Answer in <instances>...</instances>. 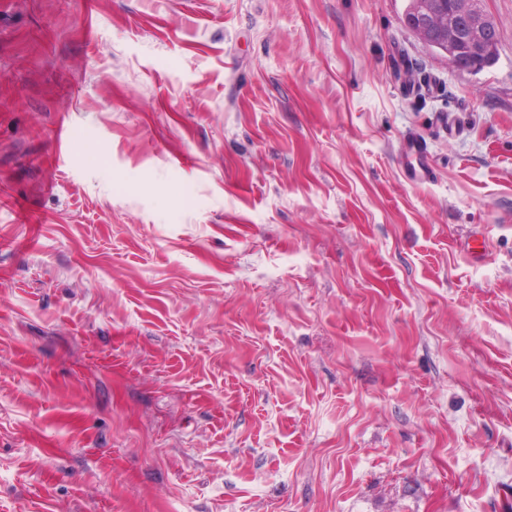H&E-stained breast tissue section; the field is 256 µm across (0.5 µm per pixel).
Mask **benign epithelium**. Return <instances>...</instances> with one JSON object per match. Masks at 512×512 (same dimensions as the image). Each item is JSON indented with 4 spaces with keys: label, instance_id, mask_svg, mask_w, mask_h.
<instances>
[{
    "label": "benign epithelium",
    "instance_id": "1",
    "mask_svg": "<svg viewBox=\"0 0 512 512\" xmlns=\"http://www.w3.org/2000/svg\"><path fill=\"white\" fill-rule=\"evenodd\" d=\"M404 23L459 72H479L496 59V28L480 0H410Z\"/></svg>",
    "mask_w": 512,
    "mask_h": 512
}]
</instances>
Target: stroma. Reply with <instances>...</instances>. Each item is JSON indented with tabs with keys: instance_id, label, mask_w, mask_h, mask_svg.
Returning <instances> with one entry per match:
<instances>
[{
	"instance_id": "stroma-1",
	"label": "stroma",
	"mask_w": 512,
	"mask_h": 512,
	"mask_svg": "<svg viewBox=\"0 0 512 512\" xmlns=\"http://www.w3.org/2000/svg\"><path fill=\"white\" fill-rule=\"evenodd\" d=\"M83 2L0 0V512H512V0L477 73L406 0ZM404 173L415 184L429 183L435 171L430 161L427 144L416 135L408 136L404 144Z\"/></svg>"
}]
</instances>
